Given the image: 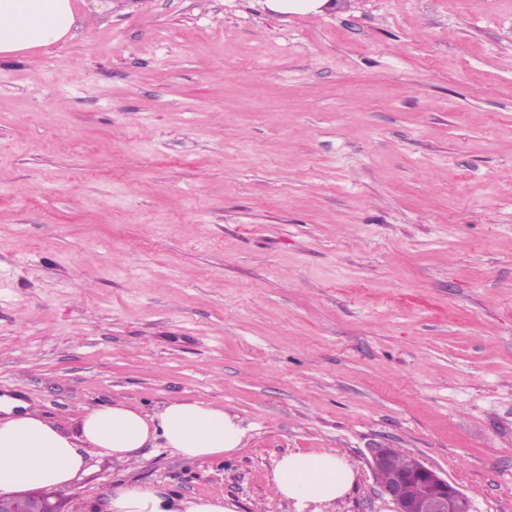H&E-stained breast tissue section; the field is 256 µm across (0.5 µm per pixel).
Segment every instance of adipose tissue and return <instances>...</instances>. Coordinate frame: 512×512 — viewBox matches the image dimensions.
Masks as SVG:
<instances>
[{
  "instance_id": "obj_1",
  "label": "adipose tissue",
  "mask_w": 512,
  "mask_h": 512,
  "mask_svg": "<svg viewBox=\"0 0 512 512\" xmlns=\"http://www.w3.org/2000/svg\"><path fill=\"white\" fill-rule=\"evenodd\" d=\"M74 24L71 0H0V61L63 41ZM246 437L237 415L204 402L171 399L155 414L121 400L83 414L78 437L49 423L28 404L0 397V494L65 488L85 466L84 449L121 461L140 460L141 448H171L194 461L237 451ZM351 465L335 450L291 452L276 463L273 493L296 512H327L354 482ZM109 512H236L221 497L181 498L125 485L112 491Z\"/></svg>"
}]
</instances>
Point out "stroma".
<instances>
[{"mask_svg": "<svg viewBox=\"0 0 512 512\" xmlns=\"http://www.w3.org/2000/svg\"><path fill=\"white\" fill-rule=\"evenodd\" d=\"M0 63V396L224 407L240 450L101 449L126 481L294 512L270 478L333 448L332 512H392L370 450L512 512V0H71ZM268 7L279 13H306L321 10L328 0H267Z\"/></svg>", "mask_w": 512, "mask_h": 512, "instance_id": "35a3bbf8", "label": "stroma"}]
</instances>
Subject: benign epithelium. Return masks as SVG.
I'll return each instance as SVG.
<instances>
[{"label": "benign epithelium", "instance_id": "1", "mask_svg": "<svg viewBox=\"0 0 512 512\" xmlns=\"http://www.w3.org/2000/svg\"><path fill=\"white\" fill-rule=\"evenodd\" d=\"M394 449H371L375 472L385 470L388 477L380 481V492L394 505L393 512H471L468 498L448 479L437 471L413 460L407 470L391 467ZM423 486V494L412 497L410 485ZM0 512H59L58 506L49 501L38 489H28L11 496H0Z\"/></svg>", "mask_w": 512, "mask_h": 512}]
</instances>
